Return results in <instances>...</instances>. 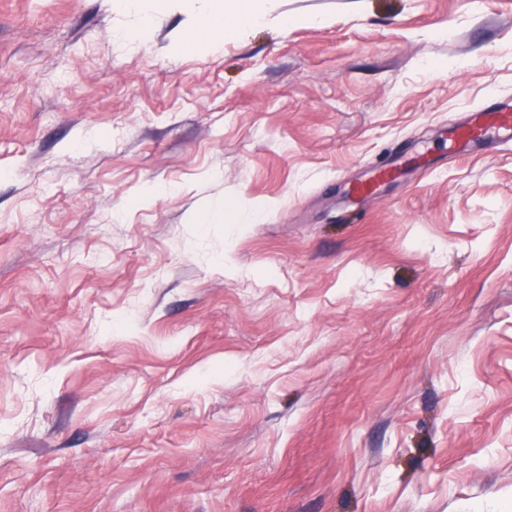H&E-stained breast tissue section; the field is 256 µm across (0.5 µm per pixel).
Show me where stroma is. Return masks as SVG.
I'll return each instance as SVG.
<instances>
[{"instance_id":"1","label":"stroma","mask_w":512,"mask_h":512,"mask_svg":"<svg viewBox=\"0 0 512 512\" xmlns=\"http://www.w3.org/2000/svg\"><path fill=\"white\" fill-rule=\"evenodd\" d=\"M261 5L0 0V512H512V0ZM254 0H210L207 20L201 29L178 41L177 48L186 44L199 49L203 43L211 47L216 41L233 37L240 30L264 22V16ZM492 136L502 142H512L511 106L493 100L473 112L466 123L453 129L449 141L454 146L467 147L479 145ZM394 174L395 171L392 166L381 167L375 170L368 179L355 183L352 186L351 193L354 197L371 195L380 183L388 180Z\"/></svg>"}]
</instances>
